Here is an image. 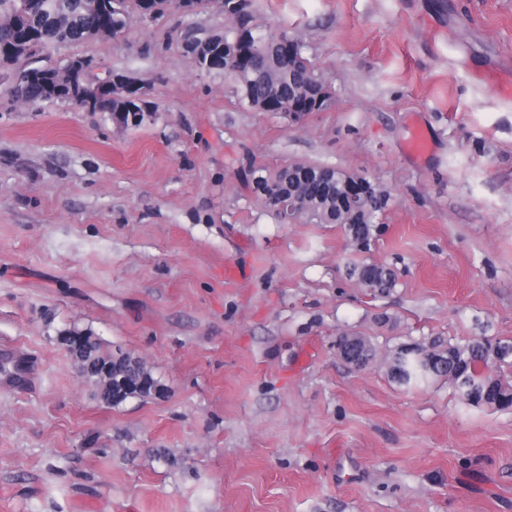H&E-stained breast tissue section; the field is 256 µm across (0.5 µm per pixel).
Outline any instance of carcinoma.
I'll use <instances>...</instances> for the list:
<instances>
[{"label":"carcinoma","mask_w":512,"mask_h":512,"mask_svg":"<svg viewBox=\"0 0 512 512\" xmlns=\"http://www.w3.org/2000/svg\"><path fill=\"white\" fill-rule=\"evenodd\" d=\"M213 4L231 21L224 32L203 38L189 36L185 51L201 70L232 74L236 92L250 108L265 112L276 101L288 114L292 105L315 97L323 83L314 65L303 55V46L288 31L270 32L255 21L254 0H194V8ZM179 6V0H58L53 11L26 8V0H0V69L6 71L16 96L30 101H74L83 83L74 73L71 60L64 65H35V59L51 50H66L78 44L116 37L127 27L131 13L147 18ZM118 82L94 103L92 111L123 116L124 124L139 126L153 112L154 103L140 104L135 97L148 88L121 72H112ZM292 165L271 175L262 168L248 167L246 182L258 196L275 191L288 194V175L300 171ZM355 177L335 170L326 187L304 185L319 224H339L349 242L366 249L379 232V217L392 204L390 192L366 180L367 186L358 206L351 205L348 183ZM345 277L355 280L377 295L389 293L396 285L394 273L375 264H347ZM73 355L79 372L96 387L98 396L116 405L133 396H148L154 379L140 363L122 352H105L96 338L87 332L69 330L61 335ZM419 346L403 345L386 361L388 376L400 385L428 383L446 379L459 398L473 406L512 409V383L495 371L499 363L512 357V343L491 344L474 338L464 344L441 346L432 343L427 356L417 360Z\"/></svg>","instance_id":"obj_1"}]
</instances>
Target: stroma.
<instances>
[{
    "instance_id": "stroma-1",
    "label": "stroma",
    "mask_w": 512,
    "mask_h": 512,
    "mask_svg": "<svg viewBox=\"0 0 512 512\" xmlns=\"http://www.w3.org/2000/svg\"><path fill=\"white\" fill-rule=\"evenodd\" d=\"M255 8L304 43L326 109L258 112L196 67L183 38L223 31L211 9L75 46L151 85L140 126L0 80V347L35 368L0 388V512H512V409L384 368L405 343L512 342V0ZM297 164L390 191L368 249L278 222L242 174ZM349 263L397 284L373 295ZM73 329L159 393L103 403ZM345 333L371 365L337 355Z\"/></svg>"
}]
</instances>
